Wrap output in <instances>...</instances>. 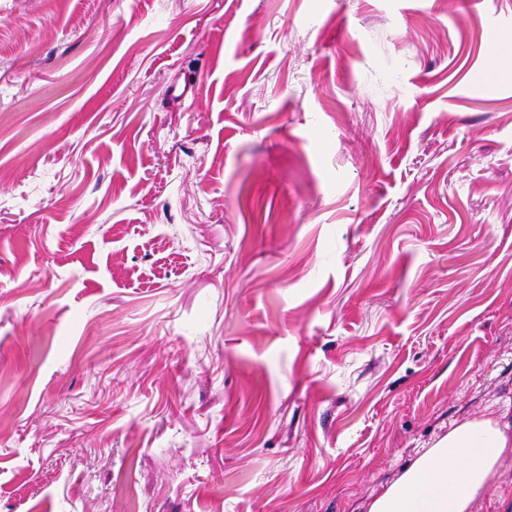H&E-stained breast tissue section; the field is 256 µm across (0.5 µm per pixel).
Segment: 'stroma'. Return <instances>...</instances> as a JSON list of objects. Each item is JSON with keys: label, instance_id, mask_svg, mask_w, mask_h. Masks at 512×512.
Here are the masks:
<instances>
[{"label": "stroma", "instance_id": "obj_1", "mask_svg": "<svg viewBox=\"0 0 512 512\" xmlns=\"http://www.w3.org/2000/svg\"><path fill=\"white\" fill-rule=\"evenodd\" d=\"M491 409L512 0H0V512H368Z\"/></svg>", "mask_w": 512, "mask_h": 512}]
</instances>
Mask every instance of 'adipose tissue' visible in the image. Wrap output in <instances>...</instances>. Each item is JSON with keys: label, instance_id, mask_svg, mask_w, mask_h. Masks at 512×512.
Listing matches in <instances>:
<instances>
[{"label": "adipose tissue", "instance_id": "obj_1", "mask_svg": "<svg viewBox=\"0 0 512 512\" xmlns=\"http://www.w3.org/2000/svg\"><path fill=\"white\" fill-rule=\"evenodd\" d=\"M510 454L512 423L496 410L455 423L418 451L368 512H473L475 502L494 490L500 463Z\"/></svg>", "mask_w": 512, "mask_h": 512}]
</instances>
